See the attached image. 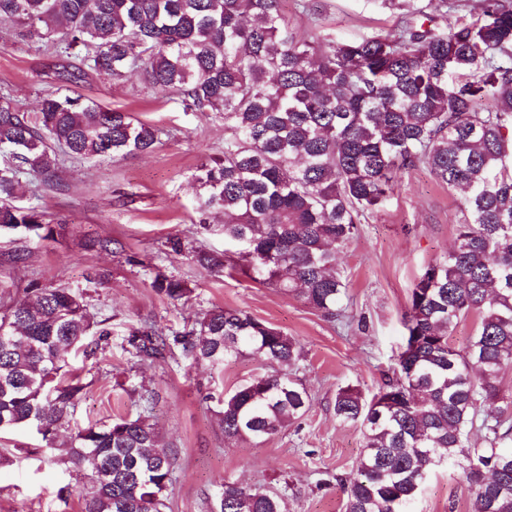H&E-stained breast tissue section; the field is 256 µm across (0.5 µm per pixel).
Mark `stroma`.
<instances>
[{
	"label": "stroma",
	"instance_id": "obj_1",
	"mask_svg": "<svg viewBox=\"0 0 512 512\" xmlns=\"http://www.w3.org/2000/svg\"><path fill=\"white\" fill-rule=\"evenodd\" d=\"M281 8L296 30L339 41L374 33L395 20L388 0H282ZM62 65L53 51L22 42L17 29L0 24V96L33 113L42 96L75 92L168 132L149 154L63 160L59 187L32 181L23 203L48 218L63 219L55 238L0 235V305L29 283L63 282L83 291L104 322L105 335L90 339L94 354L73 361L87 384L73 425L136 416L139 406L128 392L148 389L155 394L152 420L164 448L175 455L166 512H212L227 479L286 489L287 512H344L345 494L334 477L357 468L364 437L359 427L337 420L336 391L353 385L372 396L393 366L411 289L424 268L454 243L460 193L440 184L422 162L399 174L394 193L340 253L349 280L350 321L333 322L299 297L238 273L206 272L166 248L169 238L179 237L194 247L224 249L223 234L198 224L192 187L201 162L224 149L222 119L183 111L133 75L92 72L74 85L61 82ZM89 238L120 240L126 251L87 252L82 244ZM14 250L25 252L24 262L7 261V252ZM130 255L138 257V264L127 263ZM94 265L109 270L104 285L87 282ZM153 266L188 283L187 304L171 302L151 288ZM215 306L246 311L293 336L302 349L297 375L312 405L263 441L226 438L217 415L219 400L259 373L256 357L246 354L209 366L185 358L139 361L126 350L135 328L152 324L166 333L176 331L196 312ZM41 445L28 426L0 432V512H81V495L91 485L87 471L50 461ZM408 510L472 512V495L457 470L442 466Z\"/></svg>",
	"mask_w": 512,
	"mask_h": 512
}]
</instances>
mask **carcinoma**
I'll use <instances>...</instances> for the list:
<instances>
[{
	"label": "carcinoma",
	"mask_w": 512,
	"mask_h": 512,
	"mask_svg": "<svg viewBox=\"0 0 512 512\" xmlns=\"http://www.w3.org/2000/svg\"><path fill=\"white\" fill-rule=\"evenodd\" d=\"M280 0H0V22L90 72L138 75L146 88L174 95L183 110L224 120V154L194 175L202 228L224 215V243L235 253L169 248L206 271H240L303 299L325 317L348 319V282L337 254L393 193L397 173L419 162L464 194L455 244L417 278L392 376L367 399L336 390L334 413L363 429L355 473L335 477L344 512H407L433 468L460 470L473 512H512V0H390L386 33L337 42L298 32ZM468 12L448 22V11ZM482 100L492 102L484 112ZM156 130L129 113L77 95L51 93L29 114L0 103V232L46 240L53 221L19 206L29 177L56 182L59 154L114 159L153 151ZM151 288L188 301L187 284L161 270ZM475 313L464 351L449 337ZM105 336L84 293L63 283L31 284L0 312V430L34 425L53 456L70 432L68 462L89 472L81 512H164L174 456L141 411L71 430L86 384L67 376V356ZM141 360L190 357L220 364L245 352L267 370L221 402L227 438L263 440L302 417L310 395L296 377L295 338L242 310L215 307L166 336L144 326L130 334ZM485 447L470 442L474 427ZM218 512H285L260 486L224 481Z\"/></svg>",
	"instance_id": "carcinoma-1"
}]
</instances>
